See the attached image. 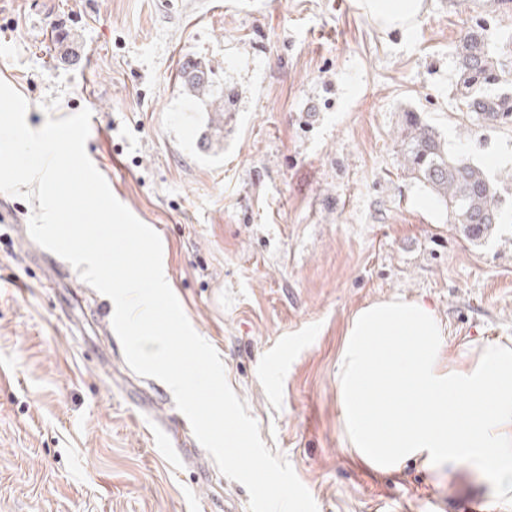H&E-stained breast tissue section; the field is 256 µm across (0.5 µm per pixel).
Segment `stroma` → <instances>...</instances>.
<instances>
[{
    "label": "stroma",
    "mask_w": 512,
    "mask_h": 512,
    "mask_svg": "<svg viewBox=\"0 0 512 512\" xmlns=\"http://www.w3.org/2000/svg\"><path fill=\"white\" fill-rule=\"evenodd\" d=\"M426 2L386 33L358 0H0V80L29 127L90 110L87 153L160 236L185 315L318 512H465L494 492L469 463L373 471L337 402L338 352L366 304L423 300L454 354L512 338V123L472 127L456 90L459 39L481 25L505 69L493 91L512 94V8ZM190 59L238 93L207 150L179 81ZM409 110L500 181L485 239L407 176L395 137ZM1 203L19 221L0 223V512H248L200 444L165 449L182 414L108 335L111 299L30 261L37 203Z\"/></svg>",
    "instance_id": "obj_1"
}]
</instances>
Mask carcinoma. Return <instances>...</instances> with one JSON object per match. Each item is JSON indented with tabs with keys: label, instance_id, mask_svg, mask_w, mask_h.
Returning a JSON list of instances; mask_svg holds the SVG:
<instances>
[{
	"label": "carcinoma",
	"instance_id": "cac0c4a2",
	"mask_svg": "<svg viewBox=\"0 0 512 512\" xmlns=\"http://www.w3.org/2000/svg\"><path fill=\"white\" fill-rule=\"evenodd\" d=\"M503 63L491 49L484 29L464 32L458 48L457 92L475 120L485 125L512 119V94L491 96L483 88L502 81ZM182 92L198 101L207 113V126L224 131V118L233 111L234 91L214 85L213 71L200 61L183 67ZM403 167L448 211V221L465 238H485L500 223L499 183L470 159L455 155L440 133L419 113L408 111L396 137Z\"/></svg>",
	"mask_w": 512,
	"mask_h": 512
}]
</instances>
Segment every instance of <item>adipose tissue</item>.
Masks as SVG:
<instances>
[{
    "mask_svg": "<svg viewBox=\"0 0 512 512\" xmlns=\"http://www.w3.org/2000/svg\"><path fill=\"white\" fill-rule=\"evenodd\" d=\"M360 2L388 31L426 11L425 0ZM336 390L348 444L369 466L391 473L411 460L471 463L496 481L494 512H512V340L455 358L423 301H376L347 326Z\"/></svg>",
    "mask_w": 512,
    "mask_h": 512,
    "instance_id": "1",
    "label": "adipose tissue"
}]
</instances>
